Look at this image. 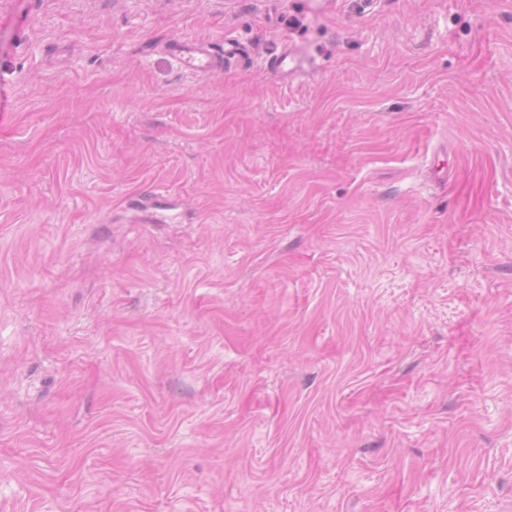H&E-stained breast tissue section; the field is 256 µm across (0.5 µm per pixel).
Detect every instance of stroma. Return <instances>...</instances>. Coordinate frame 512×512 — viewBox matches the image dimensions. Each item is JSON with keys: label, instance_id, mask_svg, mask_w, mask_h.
I'll use <instances>...</instances> for the list:
<instances>
[{"label": "stroma", "instance_id": "1", "mask_svg": "<svg viewBox=\"0 0 512 512\" xmlns=\"http://www.w3.org/2000/svg\"><path fill=\"white\" fill-rule=\"evenodd\" d=\"M0 512H512V0H0ZM174 56L182 69L199 76L206 75L215 65V59L205 46L185 40L177 41Z\"/></svg>", "mask_w": 512, "mask_h": 512}]
</instances>
